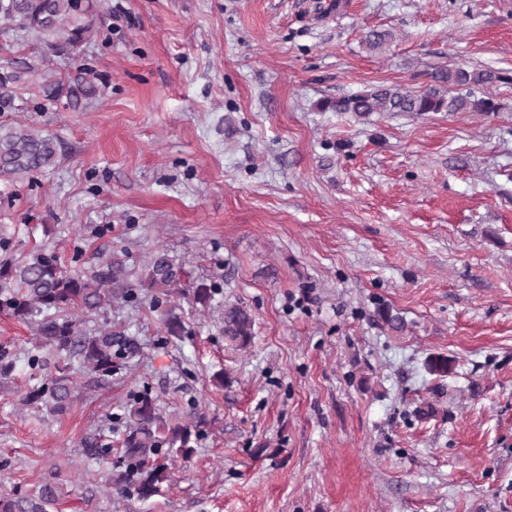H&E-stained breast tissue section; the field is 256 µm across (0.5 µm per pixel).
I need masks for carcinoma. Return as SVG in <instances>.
<instances>
[{
    "instance_id": "carcinoma-1",
    "label": "carcinoma",
    "mask_w": 512,
    "mask_h": 512,
    "mask_svg": "<svg viewBox=\"0 0 512 512\" xmlns=\"http://www.w3.org/2000/svg\"><path fill=\"white\" fill-rule=\"evenodd\" d=\"M93 16V0H0L1 32L17 38L34 35L56 54L77 51L92 28ZM30 72L31 67L22 61L0 62V112L13 110L17 83ZM434 79L459 90V94L447 98L436 88L413 92L379 85L336 100L327 99L321 108L358 116L374 112H455L467 107L475 112H493V100L475 97V90L497 82L512 83V75L469 70L460 65L436 71ZM62 94L76 107L93 94V86L78 81L67 87L60 82L45 84L47 98ZM57 155V143L52 138L20 124L0 123L1 176L12 180L29 178L55 166ZM130 276L127 255L115 251L105 259L87 262L83 269H68L54 253L42 249L31 253L22 264L0 263V312L34 325L40 344L39 351L19 357L0 351V379L12 375L20 363L33 371L41 370L48 366L47 355L55 356V373L29 387L24 400L52 412L61 411L73 400L72 373L80 371L98 382H107L140 349L137 337L120 330L83 327L82 320L72 317L75 310L95 315L114 303L138 306L145 300L158 308L162 297L173 294H190L195 303L206 307L213 293L212 285L203 280L189 291L181 288L184 270L164 252L155 254L142 267L137 283H131ZM164 324L169 336L185 332L181 316L171 308L164 312ZM253 329L254 320L248 309L235 304L224 306V337L229 342L247 346ZM124 418L125 470L112 475L110 482L119 494L132 489L148 498L170 481L163 459H189L207 421L197 414L186 424L170 422L159 412L152 391L144 387L130 393ZM53 497L50 485L37 501L0 497V512H46Z\"/></svg>"
}]
</instances>
